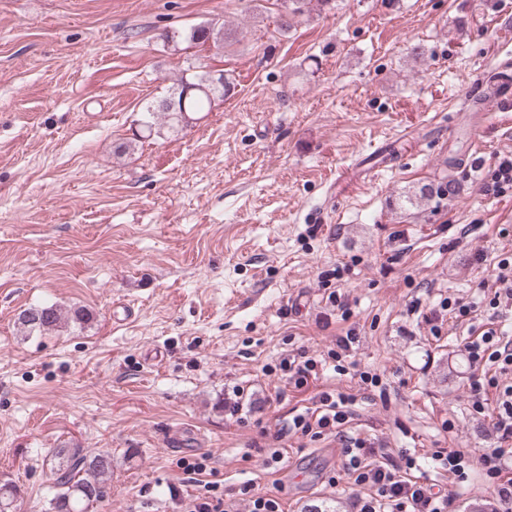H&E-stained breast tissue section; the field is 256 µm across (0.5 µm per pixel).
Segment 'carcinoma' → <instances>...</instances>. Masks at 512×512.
I'll return each instance as SVG.
<instances>
[{
    "label": "carcinoma",
    "mask_w": 512,
    "mask_h": 512,
    "mask_svg": "<svg viewBox=\"0 0 512 512\" xmlns=\"http://www.w3.org/2000/svg\"><path fill=\"white\" fill-rule=\"evenodd\" d=\"M311 0H286L285 11L281 16V30L291 27V19L305 12ZM178 38L193 42H219L224 38V26L210 23L198 24L177 34ZM190 76H181L172 86L166 100L171 105L146 103L143 107L141 127L150 133L153 130H176L189 123L192 115L210 110L216 96L208 91L206 72L195 70L190 62L185 68ZM459 193L457 183L450 179L437 188L422 187L415 193L416 203L425 201V196L437 195L453 198ZM93 318V313L85 308H74L65 313L54 304L39 305L22 310L18 322L20 328L30 335H46L59 331L63 325L72 322L82 325ZM51 464L53 485L48 488L49 512H96L105 496V485L112 474V454L102 451L93 456L83 453L80 448H55L48 453ZM20 497L17 485L10 481L0 482V512H15V503Z\"/></svg>",
    "instance_id": "cac0c4a2"
}]
</instances>
